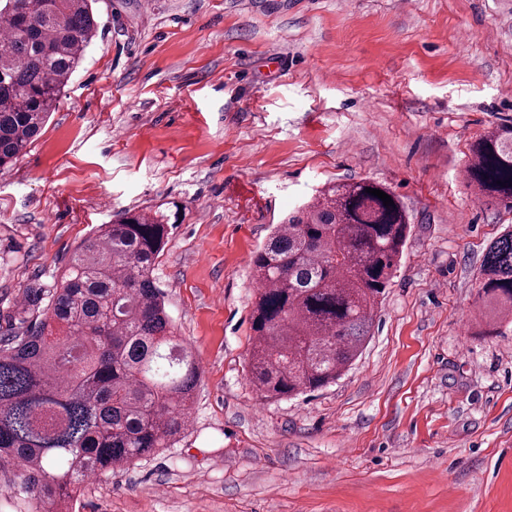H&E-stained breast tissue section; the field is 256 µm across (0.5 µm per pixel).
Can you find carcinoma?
<instances>
[{"label":"carcinoma","mask_w":512,"mask_h":512,"mask_svg":"<svg viewBox=\"0 0 512 512\" xmlns=\"http://www.w3.org/2000/svg\"><path fill=\"white\" fill-rule=\"evenodd\" d=\"M97 2L0 0V168L55 109L97 36ZM465 179L512 209V125L471 144ZM409 231L401 200L367 179L322 188L275 226L252 259L248 373L261 395L315 392L358 358ZM167 238L159 211L100 225L52 289L26 290L32 321L0 338V471L16 474L8 490L32 512H66L90 480L171 447L190 425L199 368L153 277ZM480 277L491 336L512 315V232L489 247Z\"/></svg>","instance_id":"cac0c4a2"}]
</instances>
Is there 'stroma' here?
<instances>
[{"label": "stroma", "mask_w": 512, "mask_h": 512, "mask_svg": "<svg viewBox=\"0 0 512 512\" xmlns=\"http://www.w3.org/2000/svg\"><path fill=\"white\" fill-rule=\"evenodd\" d=\"M98 36L0 170V336L124 209L175 216L154 277L200 366L174 447L72 512H512V322L478 291L512 209L464 177L512 123V0H98ZM411 231L361 356L327 387L251 384V258L329 182Z\"/></svg>", "instance_id": "stroma-1"}]
</instances>
